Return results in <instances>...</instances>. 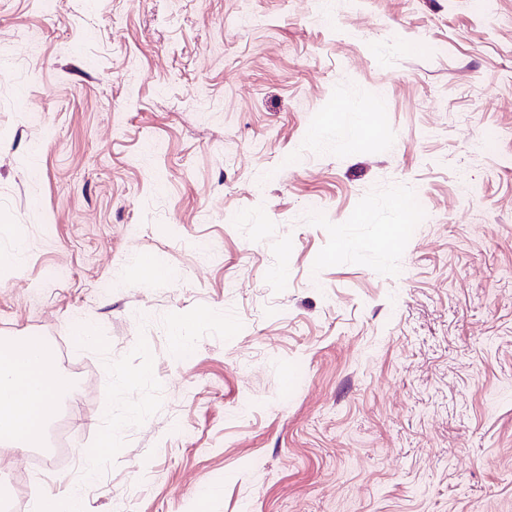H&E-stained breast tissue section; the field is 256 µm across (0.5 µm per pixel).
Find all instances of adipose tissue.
Segmentation results:
<instances>
[{
	"instance_id": "1",
	"label": "adipose tissue",
	"mask_w": 512,
	"mask_h": 512,
	"mask_svg": "<svg viewBox=\"0 0 512 512\" xmlns=\"http://www.w3.org/2000/svg\"><path fill=\"white\" fill-rule=\"evenodd\" d=\"M67 388L39 341L0 345V440L17 448L36 445Z\"/></svg>"
}]
</instances>
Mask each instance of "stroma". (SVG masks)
Listing matches in <instances>:
<instances>
[{
  "label": "stroma",
  "mask_w": 512,
  "mask_h": 512,
  "mask_svg": "<svg viewBox=\"0 0 512 512\" xmlns=\"http://www.w3.org/2000/svg\"><path fill=\"white\" fill-rule=\"evenodd\" d=\"M318 2L0 0V339L83 512H512V0ZM67 389L39 341L1 344L0 440L16 448L36 447Z\"/></svg>",
  "instance_id": "35a3bbf8"
}]
</instances>
